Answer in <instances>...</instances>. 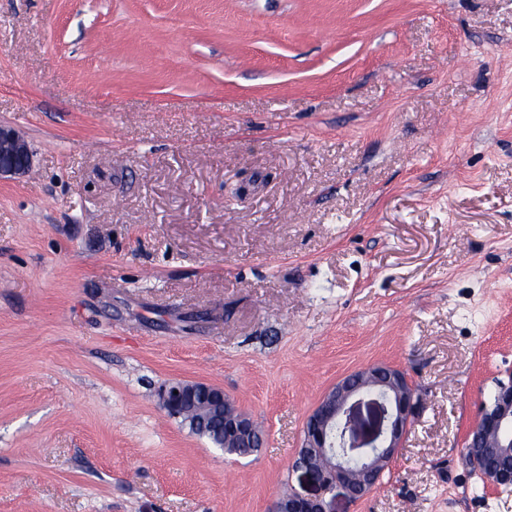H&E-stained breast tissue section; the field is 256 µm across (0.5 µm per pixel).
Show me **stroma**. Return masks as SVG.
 Segmentation results:
<instances>
[{"mask_svg": "<svg viewBox=\"0 0 512 512\" xmlns=\"http://www.w3.org/2000/svg\"><path fill=\"white\" fill-rule=\"evenodd\" d=\"M0 512H270L345 375L424 409L336 512H512V0H0ZM223 387L224 454L159 387ZM31 158L27 142L13 129L0 126V178L24 174ZM474 429H480L483 436L494 437L493 448H505L512 452V378L508 383L499 382L493 402L484 405ZM510 431V437L502 432ZM174 391H178V394H174ZM158 398L167 414L180 421L199 404V400L207 404L215 414L223 407L224 422L208 420L204 423L199 417L193 416V422L188 426L192 433L207 439L216 448H223L224 454L247 456L258 450L241 448L238 444L258 441L259 448L263 446V436L254 420L239 409L232 398L224 394L223 388L204 382L177 380L163 385ZM224 428L228 439L238 448L222 447ZM469 441L473 443L474 448H468V442L467 445H465V455L468 459L469 464L473 467L474 470H476L475 467H478L472 463V460L470 458V452H473L475 454L476 458L478 459L480 467L484 471L494 470L496 472H499L500 470H512V455H508L505 457L483 455L478 450V448H482V446L480 444V441H478L477 435H471ZM478 469L482 472L480 468Z\"/></svg>", "mask_w": 512, "mask_h": 512, "instance_id": "stroma-1", "label": "stroma"}]
</instances>
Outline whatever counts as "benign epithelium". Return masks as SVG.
<instances>
[{
	"instance_id": "obj_1",
	"label": "benign epithelium",
	"mask_w": 512,
	"mask_h": 512,
	"mask_svg": "<svg viewBox=\"0 0 512 512\" xmlns=\"http://www.w3.org/2000/svg\"><path fill=\"white\" fill-rule=\"evenodd\" d=\"M31 158L27 142L0 126V178L24 174ZM158 398L167 414L180 421L200 401L215 412L222 409L225 432L233 444L264 443L251 416L220 387L177 380L163 385ZM421 408L407 377L390 366L373 365L338 380L308 417L302 450L293 463V468L315 478L316 493L280 496L271 512H332L326 497L338 486L352 501L364 498L401 448ZM475 428L495 438L494 447L512 452V436L504 435L512 432V378L498 384L493 402L481 408Z\"/></svg>"
}]
</instances>
